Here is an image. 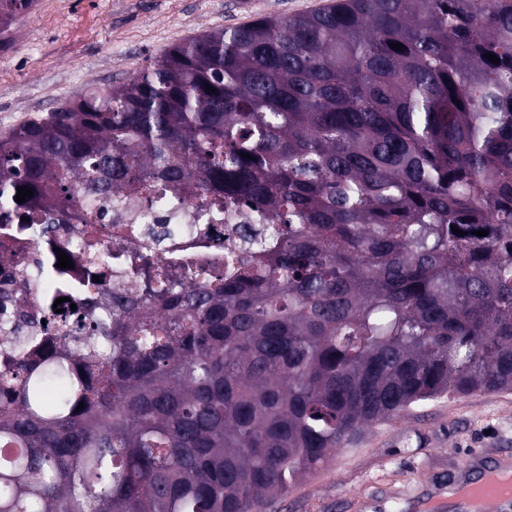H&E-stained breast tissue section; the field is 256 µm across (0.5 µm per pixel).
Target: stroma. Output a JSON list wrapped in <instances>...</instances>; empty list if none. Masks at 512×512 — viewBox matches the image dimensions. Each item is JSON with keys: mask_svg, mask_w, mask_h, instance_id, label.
Masks as SVG:
<instances>
[{"mask_svg": "<svg viewBox=\"0 0 512 512\" xmlns=\"http://www.w3.org/2000/svg\"><path fill=\"white\" fill-rule=\"evenodd\" d=\"M334 0H37L0 46V132L90 85L124 83L202 32ZM512 459V391L441 398L368 426L267 512H452L446 492L472 456Z\"/></svg>", "mask_w": 512, "mask_h": 512, "instance_id": "35a3bbf8", "label": "stroma"}]
</instances>
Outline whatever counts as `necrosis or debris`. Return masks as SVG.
<instances>
[{"label":"necrosis or debris","instance_id":"4bbe7bcc","mask_svg":"<svg viewBox=\"0 0 512 512\" xmlns=\"http://www.w3.org/2000/svg\"><path fill=\"white\" fill-rule=\"evenodd\" d=\"M203 203L195 196L176 207L150 205L124 192L119 201L101 202V215L90 224L87 199L78 192L67 222L50 213L31 224H0V293L10 308L32 314L33 335L51 337L58 345L68 342L81 322L111 314L113 292L130 286L128 262L146 257L184 280L200 266L223 272L225 256L236 249L241 220L200 218ZM61 251L70 256L72 268H58ZM63 297L71 308L55 312V300Z\"/></svg>","mask_w":512,"mask_h":512}]
</instances>
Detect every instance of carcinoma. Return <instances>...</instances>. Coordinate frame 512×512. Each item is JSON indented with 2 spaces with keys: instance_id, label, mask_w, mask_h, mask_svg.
I'll use <instances>...</instances> for the list:
<instances>
[{
  "instance_id": "obj_1",
  "label": "carcinoma",
  "mask_w": 512,
  "mask_h": 512,
  "mask_svg": "<svg viewBox=\"0 0 512 512\" xmlns=\"http://www.w3.org/2000/svg\"><path fill=\"white\" fill-rule=\"evenodd\" d=\"M34 4L0 0V43ZM75 185L195 191L265 228L222 276L153 271L151 311L113 297L79 354L18 344L0 512H265L368 425L512 390V0H337L190 37L0 133V224L66 215Z\"/></svg>"
}]
</instances>
